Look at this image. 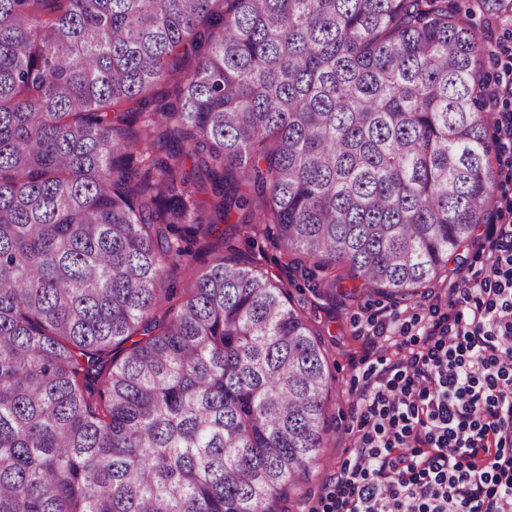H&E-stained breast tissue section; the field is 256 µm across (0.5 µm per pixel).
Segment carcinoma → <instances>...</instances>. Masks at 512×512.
Wrapping results in <instances>:
<instances>
[{
  "label": "carcinoma",
  "instance_id": "obj_1",
  "mask_svg": "<svg viewBox=\"0 0 512 512\" xmlns=\"http://www.w3.org/2000/svg\"><path fill=\"white\" fill-rule=\"evenodd\" d=\"M509 19L0 0V512H284L331 429L324 331L223 249L271 224L323 288L421 296L495 205Z\"/></svg>",
  "mask_w": 512,
  "mask_h": 512
}]
</instances>
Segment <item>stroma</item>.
Segmentation results:
<instances>
[{
	"mask_svg": "<svg viewBox=\"0 0 512 512\" xmlns=\"http://www.w3.org/2000/svg\"><path fill=\"white\" fill-rule=\"evenodd\" d=\"M448 288V282L443 280L426 288L421 298L395 303L377 294L352 297L343 288L337 289L335 295L323 296L302 277L289 281L291 301L303 308L316 325L327 330L323 341L331 377L328 407L332 426L330 440L321 451L311 481L302 485L290 498L288 506L291 512H308L352 454L353 439L348 430L350 404L365 382L367 368L366 347L358 336L359 329L365 326L367 319L379 318L394 310L427 318L431 300L447 302Z\"/></svg>",
	"mask_w": 512,
	"mask_h": 512,
	"instance_id": "1",
	"label": "stroma"
}]
</instances>
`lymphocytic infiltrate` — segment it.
<instances>
[{"label":"lymphocytic infiltrate","mask_w":512,"mask_h":512,"mask_svg":"<svg viewBox=\"0 0 512 512\" xmlns=\"http://www.w3.org/2000/svg\"><path fill=\"white\" fill-rule=\"evenodd\" d=\"M477 242L448 311L388 356L399 316L361 328L370 354L351 405L354 451L311 512H512V203Z\"/></svg>","instance_id":"f902f5d3"}]
</instances>
